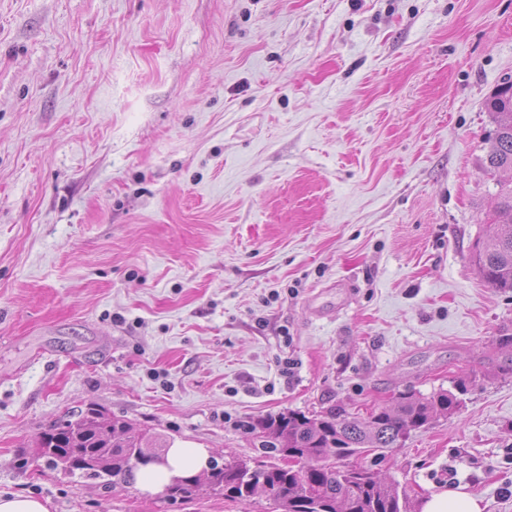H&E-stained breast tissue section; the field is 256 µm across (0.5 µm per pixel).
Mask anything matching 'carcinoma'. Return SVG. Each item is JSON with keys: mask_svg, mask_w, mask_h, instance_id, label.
Returning a JSON list of instances; mask_svg holds the SVG:
<instances>
[{"mask_svg": "<svg viewBox=\"0 0 512 512\" xmlns=\"http://www.w3.org/2000/svg\"><path fill=\"white\" fill-rule=\"evenodd\" d=\"M490 111L499 115L484 167L512 171V80L492 96ZM496 224L471 248L478 275L490 287L512 291V183L503 182L495 207ZM457 395L441 390L430 396L401 392L395 404L365 418L330 410L307 416L290 410L252 424L259 431L268 461L212 459L208 470L174 477L164 487L168 500L187 502L200 490L230 501L248 502L265 483L276 494L278 512H407L406 495L362 466L338 467L343 459L368 451L397 448L413 430L435 415L452 414ZM168 442L146 429H135L109 412L88 407L67 415L40 435L38 456L49 468L71 478L93 480L105 489L135 482L136 472L165 457ZM295 461L280 465L273 459Z\"/></svg>", "mask_w": 512, "mask_h": 512, "instance_id": "obj_1", "label": "carcinoma"}]
</instances>
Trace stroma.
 Masks as SVG:
<instances>
[{"mask_svg":"<svg viewBox=\"0 0 512 512\" xmlns=\"http://www.w3.org/2000/svg\"><path fill=\"white\" fill-rule=\"evenodd\" d=\"M509 77L512 0H0V496L273 512L75 483L37 436L98 404L252 456L247 421L462 382L358 462L512 512V292L470 257Z\"/></svg>","mask_w":512,"mask_h":512,"instance_id":"stroma-1","label":"stroma"}]
</instances>
